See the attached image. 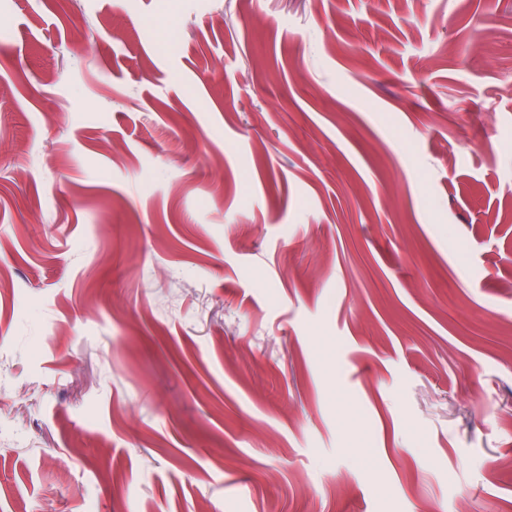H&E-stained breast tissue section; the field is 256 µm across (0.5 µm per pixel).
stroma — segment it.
Returning a JSON list of instances; mask_svg holds the SVG:
<instances>
[{"instance_id": "obj_1", "label": "stroma", "mask_w": 512, "mask_h": 512, "mask_svg": "<svg viewBox=\"0 0 512 512\" xmlns=\"http://www.w3.org/2000/svg\"><path fill=\"white\" fill-rule=\"evenodd\" d=\"M505 318L512 0H0V512H512Z\"/></svg>"}]
</instances>
